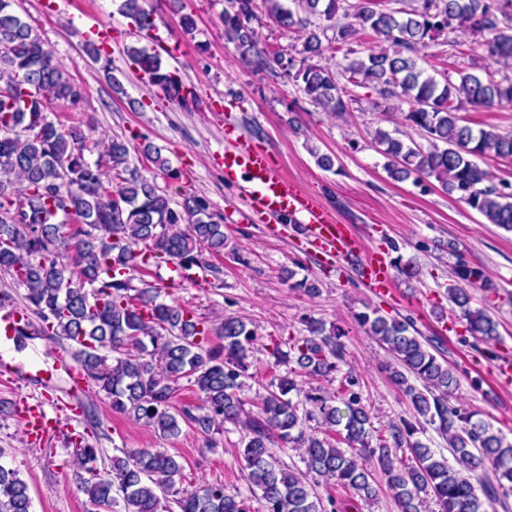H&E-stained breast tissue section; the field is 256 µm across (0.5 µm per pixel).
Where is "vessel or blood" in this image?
<instances>
[{
  "mask_svg": "<svg viewBox=\"0 0 512 512\" xmlns=\"http://www.w3.org/2000/svg\"><path fill=\"white\" fill-rule=\"evenodd\" d=\"M224 146L214 154L224 180L238 188L239 199L257 221L284 220L294 236L321 262L334 268L354 260L365 288L376 293L389 287L393 266L385 252L361 254L347 225L337 223L331 212L311 193L280 174L269 154L256 141L238 131L235 121L221 127ZM25 433L29 441L43 442L54 420L44 403L23 404Z\"/></svg>",
  "mask_w": 512,
  "mask_h": 512,
  "instance_id": "obj_1",
  "label": "vessel or blood"
}]
</instances>
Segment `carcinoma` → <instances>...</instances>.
<instances>
[{
  "instance_id": "cac0c4a2",
  "label": "carcinoma",
  "mask_w": 512,
  "mask_h": 512,
  "mask_svg": "<svg viewBox=\"0 0 512 512\" xmlns=\"http://www.w3.org/2000/svg\"><path fill=\"white\" fill-rule=\"evenodd\" d=\"M290 5H285V2ZM279 26L303 33L296 55L259 47L255 30L257 0H228L224 37L240 61L254 69H279L312 103L336 118L348 112L347 91L336 72L319 63L324 52L343 53V70L355 86L372 85L384 101L408 105L405 124L428 147L376 133L395 181L429 178L490 224L512 232V184L493 182L480 162L512 157V134L474 129L462 123L467 104L512 103V78L484 79L472 73L440 83L420 64L429 40L444 32L466 31L482 38L487 55L512 62V0H415L401 10L370 7L371 0H262ZM122 12L141 29L155 26L154 14L140 0H122ZM342 14V25H311ZM333 30L327 37V30ZM385 47L355 58L350 47L365 30ZM127 54L167 96L184 105L188 96L177 75L164 69L157 55L130 47ZM82 90L34 33L32 25L0 0V270L24 288L26 319L19 336H55L69 343L87 383L105 393L112 409L176 438L182 425L210 436L231 422L240 426L242 458L251 492L262 512H349L354 504L324 497L318 487L341 486L365 502L377 495L369 466L387 477L400 512H420L424 497L435 498L440 512H487V504L512 495V438L473 419L451 403L458 377L438 346L417 335L410 320L387 318L376 310L356 320L394 357L385 367L390 382L410 400V418L391 425L390 440L373 442L371 416L350 373L336 395L322 388L303 389L298 379L332 374L344 360L342 329L308 319L306 336L270 339L271 365H289L274 374L258 395L257 411L245 406L243 378L258 340L255 329L239 317L219 322L197 315L176 301L159 300L148 280L151 267L172 263L185 270L215 271L203 251H224V217L210 211L207 199L186 194L175 208L157 185L129 168L125 141L114 137L90 162L88 137L79 127L65 129L49 120L53 102L76 107ZM142 154L173 179L158 148ZM118 184L110 186L108 172ZM448 285V299L465 320V331L488 343L498 338L497 322L471 309L467 285L488 290L484 273L460 260ZM222 340L210 345V337ZM194 384L200 403L174 414L171 401L181 380ZM325 426L318 434L308 422ZM448 436L456 465L417 438L421 423ZM407 447L405 460L397 450ZM300 455L305 470L288 466L280 453ZM101 450L82 442L76 449L75 482L86 496L87 512H251L247 499L229 495L222 483L180 489L183 465L160 448H142L112 458L101 469ZM0 512H33L27 483L0 463Z\"/></svg>"
}]
</instances>
